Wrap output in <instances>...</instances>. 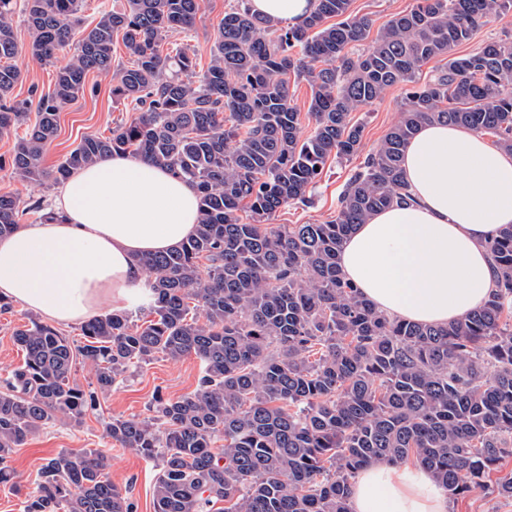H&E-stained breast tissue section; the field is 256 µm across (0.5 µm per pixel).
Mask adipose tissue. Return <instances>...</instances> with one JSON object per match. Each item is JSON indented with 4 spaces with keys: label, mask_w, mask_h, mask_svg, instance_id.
Masks as SVG:
<instances>
[{
    "label": "adipose tissue",
    "mask_w": 512,
    "mask_h": 512,
    "mask_svg": "<svg viewBox=\"0 0 512 512\" xmlns=\"http://www.w3.org/2000/svg\"><path fill=\"white\" fill-rule=\"evenodd\" d=\"M314 0H248L272 21L301 25ZM412 197L357 225L340 253L345 279L385 314L444 325L494 288L488 239L512 224V152L473 130L419 128L404 153ZM56 220L0 238V297L60 325L148 302L138 256L189 237L195 188L170 170L113 155L58 189ZM352 512H448V494L417 465L375 461L357 475Z\"/></svg>",
    "instance_id": "ef3b65f1"
}]
</instances>
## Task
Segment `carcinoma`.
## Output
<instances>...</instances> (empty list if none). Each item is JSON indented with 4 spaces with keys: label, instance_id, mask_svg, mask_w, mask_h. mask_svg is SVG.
<instances>
[{
    "label": "carcinoma",
    "instance_id": "carcinoma-1",
    "mask_svg": "<svg viewBox=\"0 0 512 512\" xmlns=\"http://www.w3.org/2000/svg\"><path fill=\"white\" fill-rule=\"evenodd\" d=\"M16 2L0 0V135L25 132L0 168L23 182L61 183L101 158L132 154L195 186L200 221L180 246L138 258L149 319L105 312L81 325L82 343L38 317L13 332L23 362L0 381V483L13 479L14 449L57 419L80 421L160 355L198 358L195 390L157 394L152 416L105 425L108 442L156 462L153 512H350L364 466L408 458L457 500L512 455V225L487 243L495 291L446 325L380 312L339 263L356 225L404 201V149L423 124L465 126L512 151V36L457 52L489 19L511 13L512 0H416L372 39L351 0H314L309 17L287 28L241 0L220 20L201 72L186 51L164 45L194 25L202 0H123L91 28L81 25L83 0H25L29 52L48 63L73 50L53 91L25 99L13 95L23 81L13 64ZM117 36L131 63L114 72ZM434 58L444 67L416 83ZM90 72L112 74V99L139 115L108 136H83L48 173L44 147ZM292 77L312 90L306 134ZM397 83L411 84L402 117L351 175L336 217L269 223L281 207L307 202L331 156L359 152L363 126L352 112ZM20 213L18 197L0 195V236ZM79 363L93 367L94 387L76 381ZM110 468L105 449L58 453L23 512H136Z\"/></svg>",
    "mask_w": 512,
    "mask_h": 512
}]
</instances>
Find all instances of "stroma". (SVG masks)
<instances>
[{
    "mask_svg": "<svg viewBox=\"0 0 512 512\" xmlns=\"http://www.w3.org/2000/svg\"><path fill=\"white\" fill-rule=\"evenodd\" d=\"M237 0H204L192 28L171 32L169 46L186 48L196 61L197 70L207 68L218 23L226 10ZM70 58L62 52L57 59L44 63L33 59L24 51L15 65L24 74V80L14 90L18 98H26L30 88L51 90L56 72ZM88 84L97 85L99 94L75 100L59 114L58 132L43 151L42 165L53 170L84 135H108L116 124L132 118L133 113L122 104L113 102L110 94L112 78L108 75L89 74ZM406 88L396 84L388 88L381 99L353 112L354 121L363 123L362 154L376 149L388 129L399 119ZM360 156L340 163H331L326 175L312 191V204L289 205L280 208L272 218L276 224H322L333 219L340 194L351 174L360 164ZM31 313L20 303L0 312V380L20 365L22 353L12 339L16 328L27 324ZM200 364L195 357L187 356L174 361L156 358L140 368L127 382L115 386L101 397L96 410L88 412L81 423L65 420L56 422L28 438L15 449L10 466L15 474L13 484L0 485V512H22L27 493L40 481L42 466L62 450L82 448H109L112 455L110 475L113 483L129 490L137 512H152V484L156 474L153 462L139 454L120 447H108L104 437L106 422L115 419L143 418L153 396L176 398L195 390Z\"/></svg>",
    "mask_w": 512,
    "mask_h": 512,
    "instance_id": "1",
    "label": "stroma"
}]
</instances>
